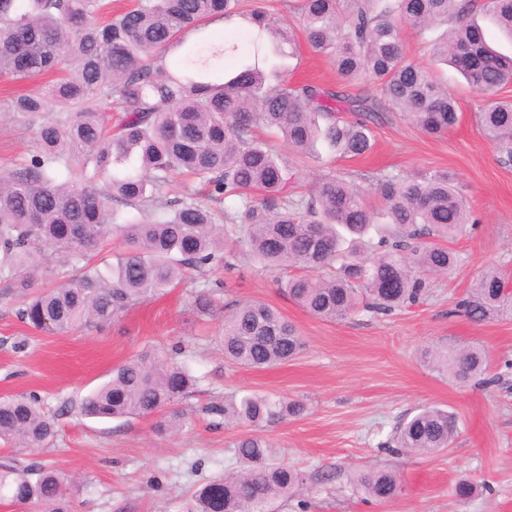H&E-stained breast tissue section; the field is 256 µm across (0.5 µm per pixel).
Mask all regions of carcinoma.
<instances>
[{"label": "carcinoma", "instance_id": "1", "mask_svg": "<svg viewBox=\"0 0 512 512\" xmlns=\"http://www.w3.org/2000/svg\"><path fill=\"white\" fill-rule=\"evenodd\" d=\"M290 2L296 29L260 8L242 10L243 0H134L108 21L99 20L102 0H0V73L37 81L63 72L9 104L27 116L59 112L38 125L29 163L0 176V283L21 300L23 322L56 335L107 325L192 272L233 269L240 251L224 244L226 237L237 238L261 265L321 271L317 278L304 273L277 281L285 296L321 320L415 305L430 277L453 267L445 242L469 223L470 212L447 171L380 176L369 191L382 201L378 213L386 221L379 225L369 192L333 171L308 195L289 196L288 161L254 131L264 127L310 159L320 157V146L339 157L369 153L371 118L382 112H402L430 135L446 132L458 121L456 102L406 59L407 27L483 94L480 127L500 160L511 163L512 99L497 91L512 84V56L488 45L472 14L482 10L512 39V0ZM234 15L252 18L258 32L240 64L227 69L224 59L237 55L238 46L210 39L205 24ZM191 33L200 38L190 48ZM300 40L333 60L338 90L271 82L270 58L295 55ZM363 78L377 84V93L344 91ZM114 107L123 117L110 128L107 112ZM181 175L207 186L224 210L189 193L164 196ZM114 202L136 215H121ZM112 234L127 250L102 270L90 254ZM58 263L74 266V277L35 290V272ZM504 287L498 268L487 267L456 307L477 323L512 318V293ZM218 292L192 291L193 313L206 318L223 308ZM220 342L228 362L252 369L286 363L303 346L283 315L261 301L231 304ZM422 357L456 384L491 382L481 344L426 350ZM197 382L183 361L141 355L115 367L78 411L95 418L153 416V432L167 437L191 424L182 401ZM304 410L298 401L260 393L207 408L226 423L254 428ZM458 433L454 413L427 406L405 416L385 448L434 455ZM55 436V418L38 396L0 399V440L35 448ZM233 448L240 469L203 487L193 512H276L275 504L304 484L299 471L273 461L264 438L247 432ZM33 471L32 482L1 464L0 500L71 512L69 476L39 465ZM352 483L370 502L401 492L397 472L386 467L357 469Z\"/></svg>", "mask_w": 512, "mask_h": 512}]
</instances>
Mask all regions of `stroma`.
I'll list each match as a JSON object with an SVG mask.
<instances>
[{"label": "stroma", "instance_id": "obj_1", "mask_svg": "<svg viewBox=\"0 0 512 512\" xmlns=\"http://www.w3.org/2000/svg\"><path fill=\"white\" fill-rule=\"evenodd\" d=\"M280 64L290 82L337 83L329 58L307 46ZM447 87L458 121L439 137L401 113L385 112L371 126L375 144L368 155L333 158L322 167L296 156L282 139L273 141L291 166L294 196L308 191L325 169L366 189L384 173H454L473 222L448 241L458 263L433 278L426 300L385 317L361 310L327 322L282 295L280 271L242 257L233 271L209 273L207 283H224V300L274 306L304 342L294 360L250 369L225 363L217 344L223 313L196 317L183 287L135 303L110 325L68 335L23 323L18 299L0 290V398L37 393L58 426L45 447L18 450L0 441V463L22 469L38 462L71 476L72 512H190L199 489L235 468L233 443L241 434L205 413V406L246 392L270 393L306 405L300 416L258 430L275 447L277 462L306 478L278 512H512V320L476 323L456 309L486 267H498L512 287V164L501 162L476 122L481 93L452 71ZM28 88V82L0 75V174L22 167L36 151L38 119L4 105ZM472 342L489 351L484 386L452 383L419 357L433 344ZM145 351L187 362L198 376L184 402L193 415L190 429L162 440L148 417L99 420L78 413L80 399L106 382L115 366ZM432 405L460 420L452 447L430 456L387 453L383 445L403 417ZM385 464L398 471L400 496L364 502L350 482L352 471ZM462 480L476 487L465 500L454 493Z\"/></svg>", "mask_w": 512, "mask_h": 512}]
</instances>
